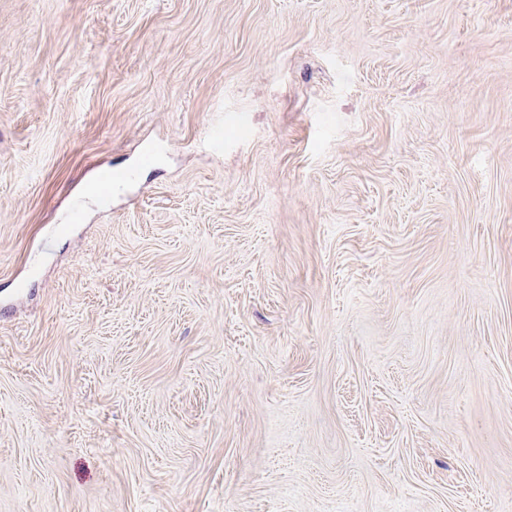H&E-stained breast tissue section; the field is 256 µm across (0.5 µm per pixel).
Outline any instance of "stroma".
Wrapping results in <instances>:
<instances>
[{
	"instance_id": "35a3bbf8",
	"label": "stroma",
	"mask_w": 512,
	"mask_h": 512,
	"mask_svg": "<svg viewBox=\"0 0 512 512\" xmlns=\"http://www.w3.org/2000/svg\"><path fill=\"white\" fill-rule=\"evenodd\" d=\"M0 512H512V0H0Z\"/></svg>"
}]
</instances>
